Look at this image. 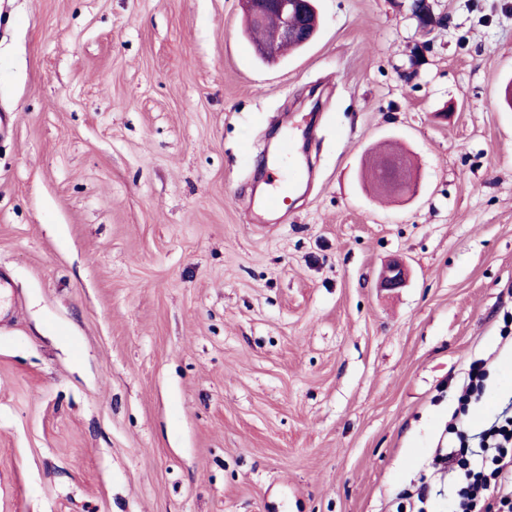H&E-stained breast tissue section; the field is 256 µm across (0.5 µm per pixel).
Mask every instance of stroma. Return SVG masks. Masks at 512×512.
<instances>
[{"mask_svg":"<svg viewBox=\"0 0 512 512\" xmlns=\"http://www.w3.org/2000/svg\"><path fill=\"white\" fill-rule=\"evenodd\" d=\"M408 6L266 64L238 0H0V512H446L471 361V427L512 401V0ZM289 130L312 183L253 222ZM410 18L414 21L417 33L426 38L442 24V18L433 12L429 0H410ZM370 179L379 188L398 197H412L417 190L411 163L403 154L386 155Z\"/></svg>","mask_w":512,"mask_h":512,"instance_id":"1","label":"stroma"}]
</instances>
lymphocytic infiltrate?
<instances>
[{
	"instance_id": "f902f5d3",
	"label": "lymphocytic infiltrate",
	"mask_w": 512,
	"mask_h": 512,
	"mask_svg": "<svg viewBox=\"0 0 512 512\" xmlns=\"http://www.w3.org/2000/svg\"><path fill=\"white\" fill-rule=\"evenodd\" d=\"M485 361L471 363L457 400V416L448 426V446L434 461L455 467L456 482L448 512H512V406L503 409L481 430L464 426L473 400L484 389Z\"/></svg>"
}]
</instances>
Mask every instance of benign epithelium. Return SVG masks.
<instances>
[{
	"instance_id": "7a95c632",
	"label": "benign epithelium",
	"mask_w": 512,
	"mask_h": 512,
	"mask_svg": "<svg viewBox=\"0 0 512 512\" xmlns=\"http://www.w3.org/2000/svg\"><path fill=\"white\" fill-rule=\"evenodd\" d=\"M242 10L254 27H263L270 18L276 24L272 35L257 44L256 53L265 61L274 63L281 57L282 50L292 42L307 43L309 34L306 13L315 9L313 0H238ZM410 18L414 21L417 33L426 38L442 24V18L433 12L430 0H410ZM371 181L384 191L395 196H414L417 179L411 163L403 154H388L371 176ZM407 281V269L399 261H392L385 271L381 285L384 288H401Z\"/></svg>"
}]
</instances>
